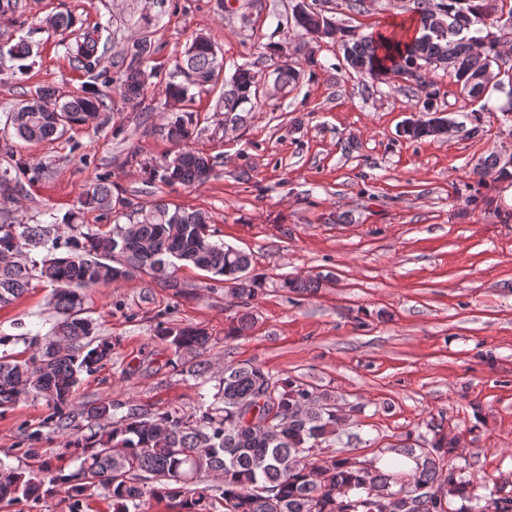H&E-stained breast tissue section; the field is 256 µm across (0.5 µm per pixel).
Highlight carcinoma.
<instances>
[{"label": "carcinoma", "instance_id": "cac0c4a2", "mask_svg": "<svg viewBox=\"0 0 512 512\" xmlns=\"http://www.w3.org/2000/svg\"><path fill=\"white\" fill-rule=\"evenodd\" d=\"M412 2L417 29L411 36L362 35L341 29V51L348 67L377 82L394 73L415 84L421 89L418 111L428 115L438 112L439 90L420 74L438 68L448 70L461 93L474 100L492 90L505 94L500 111L512 112V77L491 88L470 83L472 44H481L484 65L497 63L502 36L490 30L491 20L504 12L512 16V4L508 0ZM319 15L320 11L304 5L292 17L293 28L321 40ZM75 23L67 12L46 20L47 27L60 35ZM107 31L109 26L99 23L72 48L75 60L91 75L110 49ZM128 57L113 82L123 101L135 106L151 75L133 68L146 59L140 50L132 49ZM255 75L253 65L244 63L224 76L215 45L193 43L176 73L161 87L165 96L186 100L191 87L221 81L224 114L239 122L243 105L256 98ZM300 77L301 71L285 61L277 68L275 81L295 87ZM35 94L46 99L50 108L32 112L23 101L8 115L15 135L27 142L59 139L108 108L103 98L84 89L63 101L48 86ZM197 125L198 119L189 111L168 121L166 137L185 147L165 165L149 168L150 180L166 184L208 180L203 168L210 160L186 146ZM441 134L427 118L406 136L418 140ZM492 172L512 177L507 163L496 156L475 170L481 179ZM79 205L78 212L49 224H18L10 213H0V307L24 294L32 273L29 251L45 248L48 255L41 262L40 275L55 286L53 305L60 315L45 343H30L27 358L17 360L0 353V408L30 396L51 402V419L69 430L65 447L77 449L79 461L73 474L47 467L39 478L0 462L1 502L38 500L50 487L67 484L75 499L93 496L100 489L108 491L113 512H138L147 495L177 504L180 512H212L218 500L224 502V512H486L489 505L494 512H512V490L467 478L448 464L456 452L455 439L436 430L423 446L400 449L415 460L412 473L385 472L377 462L351 455L348 446L358 434L338 414L333 395L292 377L277 378L255 364L224 363L210 399L201 400L189 415L176 408L161 412L130 408L119 416V402L75 403L79 376L96 372L112 358L111 343L98 338L93 321L83 316L82 290L117 285L141 274L176 289L180 284L175 272L191 265L228 284L240 307L237 326L229 332L236 336L249 328L250 305L267 284L264 276L253 273L248 253L229 251L212 240L211 220L204 211L156 203L138 224L118 223L107 233L81 231L79 212L128 206L113 196L112 184L102 176L86 187ZM319 286L317 278L287 276L277 282L278 288L295 293L312 292ZM154 337L171 350L173 368L206 378L212 359L211 337L204 330L159 320ZM79 418L97 423V428L85 433ZM209 476L219 484H205ZM457 498L473 506L456 509Z\"/></svg>", "mask_w": 512, "mask_h": 512}]
</instances>
